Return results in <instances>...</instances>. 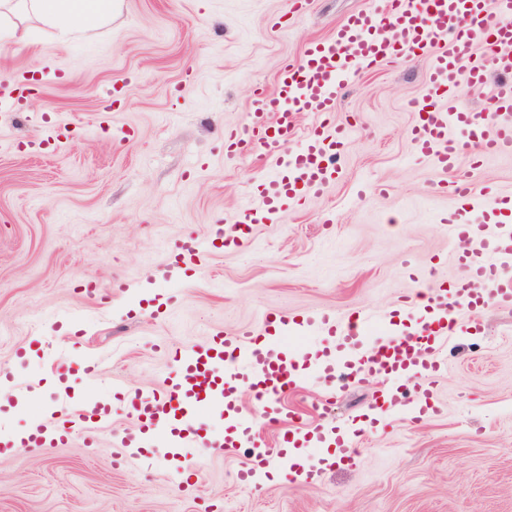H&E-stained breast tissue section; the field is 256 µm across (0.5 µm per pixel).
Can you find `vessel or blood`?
Listing matches in <instances>:
<instances>
[{"label": "vessel or blood", "instance_id": "vessel-or-blood-1", "mask_svg": "<svg viewBox=\"0 0 512 512\" xmlns=\"http://www.w3.org/2000/svg\"><path fill=\"white\" fill-rule=\"evenodd\" d=\"M376 11H358L340 22L330 37L310 41L300 62L281 68L275 91L257 87L247 121L224 137V150L233 157L260 151L273 161L271 173L244 191V200L232 223L218 225L209 239L189 237L177 242L170 261L161 271L174 276L175 268L206 250L229 245L243 247L255 224L277 222L288 206L322 196L336 178L335 159L346 138L345 128L329 126L348 79L376 65H394L410 56L431 55L427 72L430 108L412 130L420 154L434 156L444 170L455 168L464 153L476 156L512 153V0H378ZM496 83H489V73ZM490 88L491 113L478 118L467 105H446L458 83ZM319 117L300 129L305 112ZM485 222L497 225L495 240L482 238L483 224H468L460 213L442 218L441 224L455 240H479L476 249L458 251L461 274L453 288L429 285L425 300L411 298L420 312L412 334L397 331L394 323L374 310L340 316L323 315L302 322L278 316L270 330L235 336L215 334L201 345L176 351L174 370L162 392L131 389L116 382L126 409L141 427L127 434V448H141L145 438L158 434L159 445L179 449L192 459L203 449L217 446H251L254 460L238 478L256 483L261 469L286 460L292 448L322 442L321 427L302 429L303 416L284 412L282 396L304 383L301 367L288 357L289 338L306 334L331 340L332 349L318 361L317 374L327 385L379 376L405 378L408 394L402 403L375 402L373 422L388 415L418 422L434 405L431 379L441 368L435 352L455 339L458 314L490 304L512 303V277L502 274L503 258L512 252V196L493 197ZM249 387L256 413L244 410L240 390ZM235 417L237 426L224 438L212 440L200 421L204 411ZM266 425L283 426L272 447L260 448L256 418ZM112 423L111 407L96 405L92 414L61 410L53 425L41 419L20 440L7 447L51 448L64 443L76 430Z\"/></svg>", "mask_w": 512, "mask_h": 512}]
</instances>
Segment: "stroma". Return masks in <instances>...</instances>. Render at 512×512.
<instances>
[{
  "label": "stroma",
  "instance_id": "35a3bbf8",
  "mask_svg": "<svg viewBox=\"0 0 512 512\" xmlns=\"http://www.w3.org/2000/svg\"><path fill=\"white\" fill-rule=\"evenodd\" d=\"M371 0H120L92 38L61 39L36 18L27 42H0V87L39 82L23 111L0 112V433L59 403L112 405V427L66 445L0 450V512H512V307L470 313L441 351L436 412L353 438L352 460L303 481L242 484L248 448L196 460L190 485L116 453L134 415L113 379L161 390L176 349L281 314L392 310L430 267L454 280L458 243L437 225L458 199L442 177L512 194V154L441 174L411 129L427 57L354 79L335 112L349 135L333 185L260 225L238 251L215 250L177 284L161 267L175 243L232 219L263 172L224 154V133L274 90L282 63ZM69 138L50 152L55 127ZM382 381L363 379L316 410L320 383L285 398L330 425L367 413Z\"/></svg>",
  "mask_w": 512,
  "mask_h": 512
}]
</instances>
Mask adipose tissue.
I'll use <instances>...</instances> for the list:
<instances>
[{
	"label": "adipose tissue",
	"instance_id": "ef3b65f1",
	"mask_svg": "<svg viewBox=\"0 0 512 512\" xmlns=\"http://www.w3.org/2000/svg\"><path fill=\"white\" fill-rule=\"evenodd\" d=\"M117 7L116 0H0V38L27 39L26 30L15 21L20 14L35 17L64 39L89 36L111 22Z\"/></svg>",
	"mask_w": 512,
	"mask_h": 512
}]
</instances>
